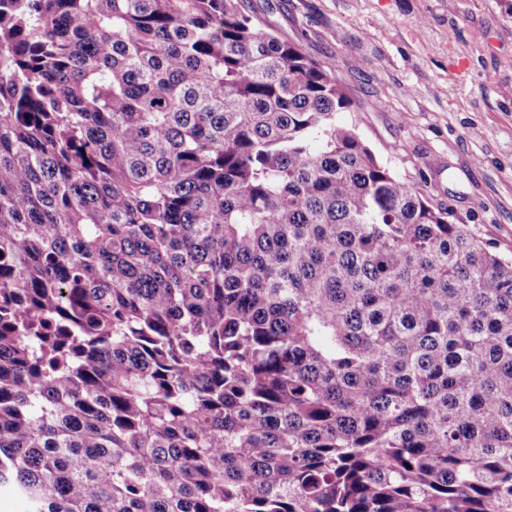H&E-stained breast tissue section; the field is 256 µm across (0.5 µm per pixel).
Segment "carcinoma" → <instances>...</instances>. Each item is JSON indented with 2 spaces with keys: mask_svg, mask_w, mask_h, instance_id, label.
<instances>
[{
  "mask_svg": "<svg viewBox=\"0 0 512 512\" xmlns=\"http://www.w3.org/2000/svg\"><path fill=\"white\" fill-rule=\"evenodd\" d=\"M243 0H0V492L512 512V258Z\"/></svg>",
  "mask_w": 512,
  "mask_h": 512,
  "instance_id": "cac0c4a2",
  "label": "carcinoma"
}]
</instances>
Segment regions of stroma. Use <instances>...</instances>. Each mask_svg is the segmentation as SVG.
I'll list each match as a JSON object with an SVG mask.
<instances>
[{
  "mask_svg": "<svg viewBox=\"0 0 512 512\" xmlns=\"http://www.w3.org/2000/svg\"><path fill=\"white\" fill-rule=\"evenodd\" d=\"M344 85L338 115L489 251L512 258V7L506 0H245Z\"/></svg>",
  "mask_w": 512,
  "mask_h": 512,
  "instance_id": "35a3bbf8",
  "label": "stroma"
}]
</instances>
